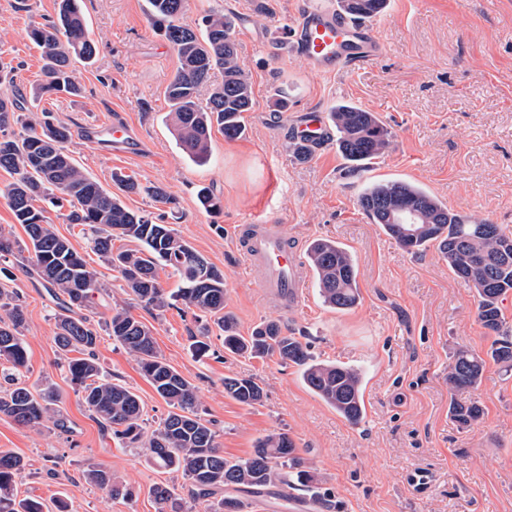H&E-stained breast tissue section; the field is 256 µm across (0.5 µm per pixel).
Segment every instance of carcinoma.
<instances>
[{
    "mask_svg": "<svg viewBox=\"0 0 512 512\" xmlns=\"http://www.w3.org/2000/svg\"><path fill=\"white\" fill-rule=\"evenodd\" d=\"M150 18L163 29L176 52L179 67L166 94L170 116L180 149L194 162L205 165L210 158L213 128L227 140L241 138L247 129L245 113L253 109L250 79L241 65L235 40V17L212 12L202 18V31L178 23L185 0H148ZM348 16L371 20L386 7L387 0H337ZM29 37L44 61L42 82L34 97L45 93L81 92L72 63L91 61L97 45L87 29L77 0H59L57 21L33 24ZM223 73L221 83L211 86L206 101L201 88L211 72ZM26 97L0 98V168L10 170L16 180L5 192L15 222L29 239L33 272L44 287L60 296L55 315L58 348L69 354L65 371L70 383L82 394L83 403L103 430L128 445L142 450L155 466L182 472L189 480L187 495L169 484H155L150 494L159 512H184L186 499L203 506L204 512H244L243 496H258L278 486L285 500L288 490L300 485L309 498L303 507L326 512L332 507L330 494L318 487L315 474L299 456L286 432L273 431L258 439L249 456L227 458L216 442L210 421L201 417L196 386L170 366L158 350L152 329L124 308L113 311L107 332L136 360L141 374L168 404L170 411L150 434L142 426L144 406L139 396L103 374L96 361L99 333L82 313L100 292L95 270L71 243L60 237L44 211L35 203L49 195L69 203L66 220L90 231L94 250L116 269L130 292L146 306L164 311L182 301L214 317L224 334V349L251 359H275L291 363L300 371L308 389L348 423L357 426L365 418L362 372L345 363L317 361L307 345L284 333L277 320H264L247 336L239 334L235 317L225 311L224 271L208 262L168 224H158L146 214L127 208L121 199L105 190L76 166L66 143L71 137L62 122L49 119L22 123L23 132L5 134L19 122ZM336 128V151L355 169L374 164L391 146L392 133L376 113L350 101H339L330 109ZM125 194L145 193L160 204L173 203L165 188L143 186L134 177L112 174ZM372 223L394 238L411 255L434 246L448 261V268L478 297V318L492 335L487 352L494 362L512 369V326L507 325L500 304L512 291V232L487 219L478 220L448 208L421 185L401 180L367 184L358 198ZM405 207L418 213L417 223L398 224L391 212ZM128 240L137 249L114 248L113 241ZM309 266L315 276L323 304L338 312L353 309L359 302L358 266L343 244L327 238L312 240L307 247ZM168 268L180 287L167 293L159 283V270ZM0 361L8 373L0 378V415L22 426L52 422L67 431L66 419L52 413L57 393L47 385L29 388L19 378L27 368V347L22 334L26 318L23 307L0 290ZM485 360L467 349H457L448 363V386L453 392L476 389L481 384ZM224 392L246 406L262 402L263 388L252 377L227 376ZM452 419L469 426L481 416L472 401L454 400ZM25 469L23 458L0 451V512H46L32 498H17L16 479ZM87 480L109 490L112 498L129 500L134 490L112 480L108 471L91 466Z\"/></svg>",
    "mask_w": 512,
    "mask_h": 512,
    "instance_id": "obj_1",
    "label": "carcinoma"
}]
</instances>
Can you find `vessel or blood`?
I'll return each mask as SVG.
<instances>
[{
	"instance_id": "1",
	"label": "vessel or blood",
	"mask_w": 512,
	"mask_h": 512,
	"mask_svg": "<svg viewBox=\"0 0 512 512\" xmlns=\"http://www.w3.org/2000/svg\"><path fill=\"white\" fill-rule=\"evenodd\" d=\"M289 47L314 71L332 74L379 54L381 46L371 28L338 16L334 6H317L301 12L289 32ZM327 125L321 113L313 112L296 125L297 139L323 141ZM85 134L97 141L102 152L138 155L144 151L142 138L130 127L91 124ZM251 233L236 241L248 273L259 275L263 288L276 296L283 309L295 308L300 300L303 274L297 253L290 243L286 225L251 220Z\"/></svg>"
}]
</instances>
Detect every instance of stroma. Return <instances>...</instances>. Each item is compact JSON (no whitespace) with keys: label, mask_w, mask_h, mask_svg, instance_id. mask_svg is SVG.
<instances>
[{"label":"stroma","mask_w":512,"mask_h":512,"mask_svg":"<svg viewBox=\"0 0 512 512\" xmlns=\"http://www.w3.org/2000/svg\"><path fill=\"white\" fill-rule=\"evenodd\" d=\"M313 2L187 0L180 21L191 27L212 11L236 16L238 54L253 90L245 136L230 141L213 130L206 165L191 162L176 144L165 90L177 57L149 22L147 0H80L97 42L95 58L76 65L82 93L47 94L30 109L67 124L71 157L107 191L115 189L116 170L164 185L173 204L144 194L122 201L171 225L223 270L226 309L241 335L275 319L316 358L361 369L365 419L353 426L338 416L294 365L225 352L209 315L192 307H145L78 227L52 209L56 232L96 270L102 287L86 311L103 333L96 358L113 382L140 397L144 430L157 428L168 405L134 358L104 333L114 308H126L152 329L167 363L197 387L201 415L212 421L225 456L247 457L268 432L288 433L330 493V512H512V372L487 362L480 386L468 394L482 409L469 427L448 414L455 397L447 380L450 357L461 347L483 355L491 344L473 292L437 249L408 254L358 205L370 181H411L454 211L512 231V0H388L372 21L381 54L332 75L311 70L284 46V27ZM27 3L19 10L16 0H0V61L17 66L12 83L0 84V97L30 92L40 79V52L28 30L54 19L58 0ZM283 85L288 109L277 112L273 95ZM339 100L377 112L392 133L391 147L363 171L351 170L329 142L316 146L309 161H295L291 121L328 112ZM115 121L143 137V154L107 156L82 135L86 123ZM203 187L222 200L220 214L200 208ZM260 213L286 225L300 246L322 237L343 244L358 265L359 304L345 312L324 306L309 270L296 309L284 311L269 299L233 247L238 230ZM0 284L18 292L25 310L27 382L52 384L55 408L68 421L61 432L0 417V450L26 463L20 495L65 500L70 512H157L150 488L166 482L182 489L187 478L150 466L139 449L102 432L66 377L54 343L58 307L30 274L25 253L0 259ZM199 338L209 345L202 356L192 349ZM234 374L263 387L260 404L245 406L225 394L224 378ZM91 465L132 486L134 497L115 500L86 481L82 472Z\"/></svg>","instance_id":"1"}]
</instances>
